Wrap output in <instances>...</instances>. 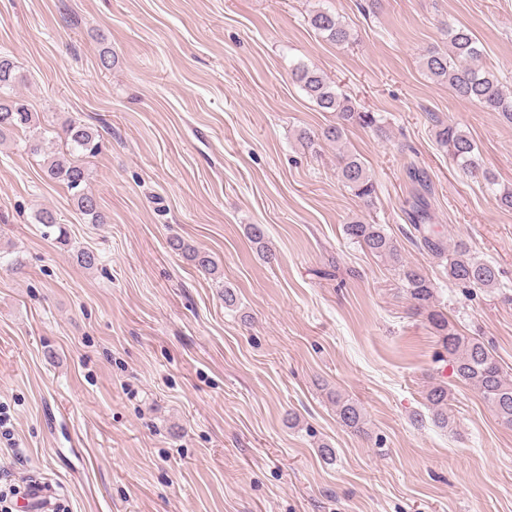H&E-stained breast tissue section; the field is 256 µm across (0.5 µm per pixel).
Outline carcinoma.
Listing matches in <instances>:
<instances>
[{
  "mask_svg": "<svg viewBox=\"0 0 512 512\" xmlns=\"http://www.w3.org/2000/svg\"><path fill=\"white\" fill-rule=\"evenodd\" d=\"M309 24L327 40L343 44L350 40V29L339 16L327 8L312 11ZM482 50L474 34L465 27L448 29V50H436L427 54L424 68L429 78L445 82L455 95L464 101L477 102L488 112H495L512 123V93L504 89L503 83L491 71L480 65ZM295 82L307 97L324 112L336 114L337 122L325 128L324 140L338 143L346 127L356 124L365 127L378 125L372 112L358 110L346 95L337 92L336 84L322 71L305 63H298L292 69ZM22 81L19 66L4 55H0V137L8 133H27L32 128L34 113L28 102L16 92ZM64 146L59 151L44 150L45 137L26 143L29 151L43 156V167L49 179L67 188L77 209L101 223L97 201L89 191L90 174L86 159L101 151V139L97 131L75 120L62 125ZM436 138L447 148L448 157L467 176L482 178L490 185L495 184L493 175L483 167L475 152L471 138L462 130L451 125L436 131ZM340 174L342 181L353 194L369 204L376 195V184L367 172L363 162L354 155L341 156ZM413 228L420 235V244L432 255L447 260L448 279L465 288H495L499 286V272L489 262L470 254L467 249L449 250L444 237L430 224L429 205L422 195H417L409 214ZM35 221L47 229L58 230L57 239L65 240L62 224L57 214L42 208L35 215ZM344 234L350 240L367 249L372 255L391 262L399 271L403 290L414 306L427 312V318L439 335L442 347L448 352L454 371L460 381L473 386L483 401L490 407L502 424L512 427V378L508 377L489 347L479 338L459 334L448 321L446 314L436 308L434 282L421 270L404 264L398 249L379 224L353 221L343 226ZM169 247L184 255L207 274L218 273L216 262L181 238L170 239ZM425 399L433 411L435 421L446 427L448 388L437 384L431 386ZM336 415L340 422L354 432L363 431L365 420L357 403L347 399H336Z\"/></svg>",
  "mask_w": 512,
  "mask_h": 512,
  "instance_id": "carcinoma-1",
  "label": "carcinoma"
}]
</instances>
